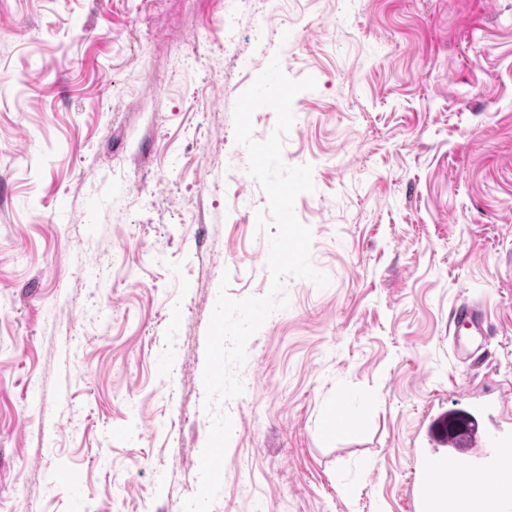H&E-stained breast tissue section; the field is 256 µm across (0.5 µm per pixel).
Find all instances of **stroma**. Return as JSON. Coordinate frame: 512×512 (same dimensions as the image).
<instances>
[{
  "mask_svg": "<svg viewBox=\"0 0 512 512\" xmlns=\"http://www.w3.org/2000/svg\"><path fill=\"white\" fill-rule=\"evenodd\" d=\"M275 56L330 283L249 340L213 512H406L421 427L512 423V0H0V512L196 493L221 277L271 285L234 107ZM450 319L456 322L470 323L478 333H482L484 316L481 309L472 302L462 301L450 314Z\"/></svg>",
  "mask_w": 512,
  "mask_h": 512,
  "instance_id": "stroma-1",
  "label": "stroma"
}]
</instances>
